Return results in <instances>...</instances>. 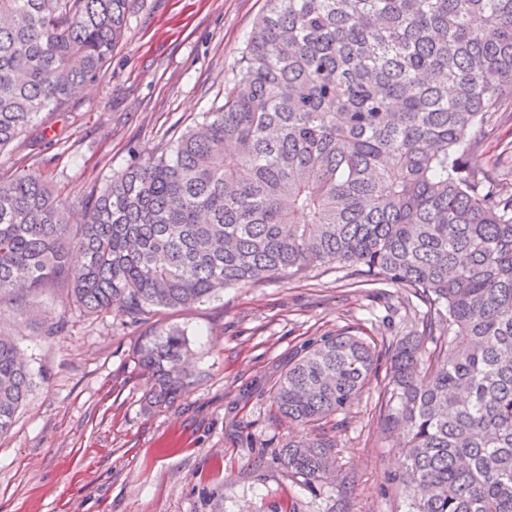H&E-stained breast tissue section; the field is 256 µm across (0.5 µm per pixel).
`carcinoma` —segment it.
<instances>
[{
	"mask_svg": "<svg viewBox=\"0 0 512 512\" xmlns=\"http://www.w3.org/2000/svg\"><path fill=\"white\" fill-rule=\"evenodd\" d=\"M128 0H0V149L104 75ZM224 88L148 160L81 202L42 173L0 177V298L64 288L89 314L146 315L218 290L346 268L426 307L384 378L359 336H326L270 401L309 430L283 465L334 467L325 424L383 380L407 512H512V195L472 149L512 108V0H266ZM177 326L142 334L149 406L188 389ZM29 387L0 333V435Z\"/></svg>",
	"mask_w": 512,
	"mask_h": 512,
	"instance_id": "obj_1",
	"label": "carcinoma"
}]
</instances>
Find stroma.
<instances>
[{
  "instance_id": "obj_1",
  "label": "stroma",
  "mask_w": 512,
  "mask_h": 512,
  "mask_svg": "<svg viewBox=\"0 0 512 512\" xmlns=\"http://www.w3.org/2000/svg\"><path fill=\"white\" fill-rule=\"evenodd\" d=\"M264 9L265 0H129L105 75L1 151L0 175L39 171L73 200L103 189L223 104ZM476 152L493 187L512 194V118L495 116ZM30 305L0 300V333L31 374L0 436V512H405L407 490L392 480L401 450L383 431L377 388L336 417V472L316 483L281 464L292 429L269 395L289 360L326 336L364 337L389 359L424 312L407 290L313 269L144 320L86 315L60 288ZM170 324L188 333L196 379L173 406L152 409L134 351L147 326Z\"/></svg>"
}]
</instances>
